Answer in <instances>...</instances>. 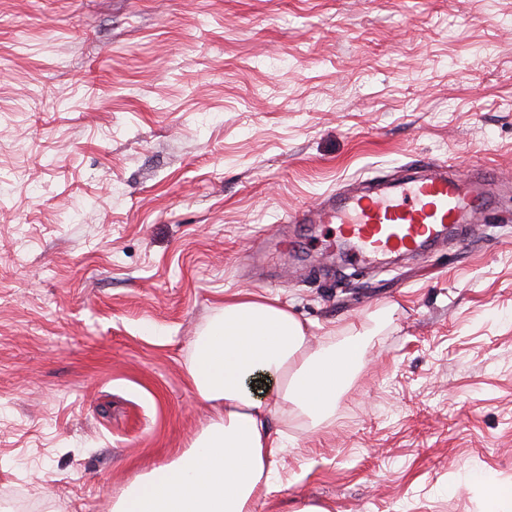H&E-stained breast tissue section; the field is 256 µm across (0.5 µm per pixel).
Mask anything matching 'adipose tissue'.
Masks as SVG:
<instances>
[{
    "instance_id": "adipose-tissue-1",
    "label": "adipose tissue",
    "mask_w": 512,
    "mask_h": 512,
    "mask_svg": "<svg viewBox=\"0 0 512 512\" xmlns=\"http://www.w3.org/2000/svg\"><path fill=\"white\" fill-rule=\"evenodd\" d=\"M363 335L338 347L312 345L307 327L278 299L239 292L193 343L189 375L216 415L191 448L151 469L114 512H255L272 492L265 468L278 446L273 409L258 381L280 384L290 411L321 423L364 364Z\"/></svg>"
}]
</instances>
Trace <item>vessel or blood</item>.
I'll return each instance as SVG.
<instances>
[{
	"label": "vessel or blood",
	"instance_id": "b4317fda",
	"mask_svg": "<svg viewBox=\"0 0 512 512\" xmlns=\"http://www.w3.org/2000/svg\"><path fill=\"white\" fill-rule=\"evenodd\" d=\"M496 202L488 179L451 174L427 162L392 182L336 191L319 215L337 223L341 244L357 262L373 263L435 245L455 229L481 231Z\"/></svg>",
	"mask_w": 512,
	"mask_h": 512
}]
</instances>
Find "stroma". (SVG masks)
Wrapping results in <instances>:
<instances>
[{
    "label": "stroma",
    "mask_w": 512,
    "mask_h": 512,
    "mask_svg": "<svg viewBox=\"0 0 512 512\" xmlns=\"http://www.w3.org/2000/svg\"><path fill=\"white\" fill-rule=\"evenodd\" d=\"M425 162L512 182V0H0V512L190 448L238 291L367 342L333 420L273 415L258 512H512V191L387 264L288 221Z\"/></svg>",
    "instance_id": "1"
}]
</instances>
